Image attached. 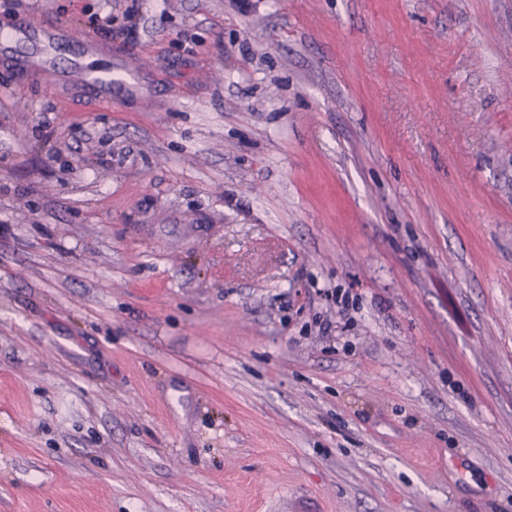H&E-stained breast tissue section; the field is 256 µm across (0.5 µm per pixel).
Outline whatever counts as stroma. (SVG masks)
I'll return each mask as SVG.
<instances>
[{"label": "stroma", "instance_id": "obj_1", "mask_svg": "<svg viewBox=\"0 0 512 512\" xmlns=\"http://www.w3.org/2000/svg\"><path fill=\"white\" fill-rule=\"evenodd\" d=\"M2 28L0 512H512V0ZM79 75L86 82L100 87L101 90L98 95V104L103 110H112V83L130 82L131 80V76L128 73H123L122 75L117 76L112 73V69H86Z\"/></svg>", "mask_w": 512, "mask_h": 512}]
</instances>
